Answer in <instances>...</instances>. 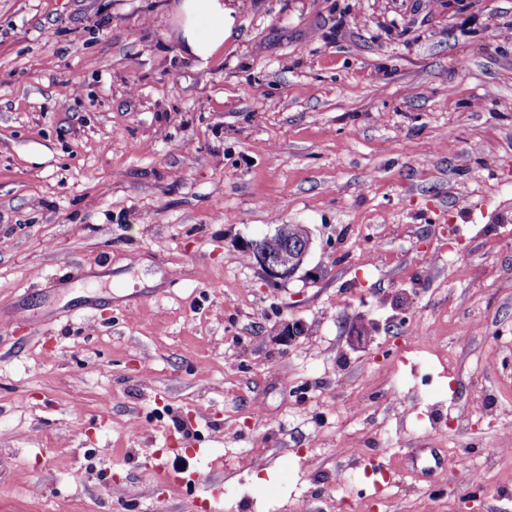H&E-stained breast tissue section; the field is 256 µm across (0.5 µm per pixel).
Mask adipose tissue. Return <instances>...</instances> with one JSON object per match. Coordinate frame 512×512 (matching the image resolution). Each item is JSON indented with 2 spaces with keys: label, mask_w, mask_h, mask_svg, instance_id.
<instances>
[{
  "label": "adipose tissue",
  "mask_w": 512,
  "mask_h": 512,
  "mask_svg": "<svg viewBox=\"0 0 512 512\" xmlns=\"http://www.w3.org/2000/svg\"><path fill=\"white\" fill-rule=\"evenodd\" d=\"M239 0H182V37L192 56L208 63L223 47L235 24Z\"/></svg>",
  "instance_id": "1"
}]
</instances>
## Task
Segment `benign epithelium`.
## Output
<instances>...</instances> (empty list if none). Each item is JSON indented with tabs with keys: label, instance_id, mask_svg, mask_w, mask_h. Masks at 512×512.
<instances>
[{
	"label": "benign epithelium",
	"instance_id": "1",
	"mask_svg": "<svg viewBox=\"0 0 512 512\" xmlns=\"http://www.w3.org/2000/svg\"><path fill=\"white\" fill-rule=\"evenodd\" d=\"M273 236L281 243V249L275 254L262 249L260 237L243 243L269 285L294 277L303 268L313 245L311 232L304 224H280Z\"/></svg>",
	"mask_w": 512,
	"mask_h": 512
}]
</instances>
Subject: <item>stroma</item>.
<instances>
[{
  "mask_svg": "<svg viewBox=\"0 0 512 512\" xmlns=\"http://www.w3.org/2000/svg\"><path fill=\"white\" fill-rule=\"evenodd\" d=\"M178 2L0 0V512H512V0ZM182 37L192 56L207 64L223 47L241 0H181ZM269 236L277 237L281 249L270 254L262 249V240ZM313 238L304 224H280L271 235L251 239L243 243L259 266L264 281L276 285L294 277L306 262L312 249Z\"/></svg>",
  "mask_w": 512,
  "mask_h": 512,
  "instance_id": "1",
  "label": "stroma"
}]
</instances>
